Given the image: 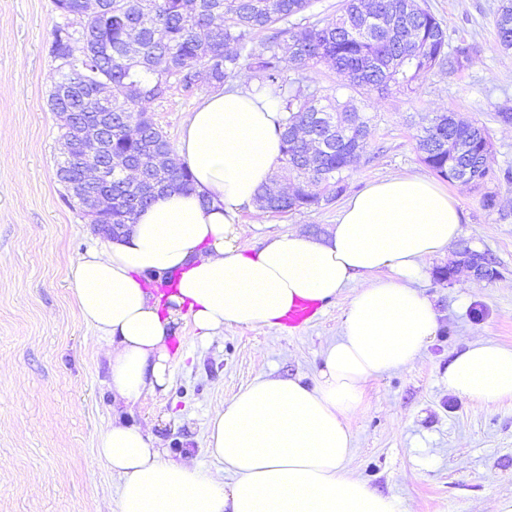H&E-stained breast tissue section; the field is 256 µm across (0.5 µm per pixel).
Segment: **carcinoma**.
I'll list each match as a JSON object with an SVG mask.
<instances>
[{
  "mask_svg": "<svg viewBox=\"0 0 512 512\" xmlns=\"http://www.w3.org/2000/svg\"><path fill=\"white\" fill-rule=\"evenodd\" d=\"M105 20L95 24L82 16V0H55L63 6L66 22L55 26L49 54L57 78L49 94L52 111L71 114L73 124L93 122L99 113H112L105 135L112 143L111 224H132L151 204L148 186L189 189L192 176L186 165L176 171L140 165V159L173 146L155 122L141 115L174 87L187 93L199 89L198 81L219 89L236 77L243 66L253 71L258 88L266 91L288 113L280 132L279 163L289 176L306 183L310 192L288 197L271 206L269 186L262 187L258 203L275 213L319 207L341 197L347 189L352 140H341L319 154L321 174L308 173L303 158L308 143L293 133L319 123L318 113L330 118L367 125L370 117L349 99L343 103L304 84L302 71L319 62H332L347 75L350 87L360 94L388 89L412 91L431 69L461 65L465 50L446 51V31L425 7L409 20L398 39L386 33L353 30L355 12L364 0H344L336 21L312 22L303 16L312 0H101ZM494 27L501 49L512 50V0L494 13ZM273 34L262 38L266 31ZM80 39L90 46L112 43V52L101 49L78 64L69 61V44ZM109 80L118 94L112 104L99 105L94 87ZM460 138L468 149L448 156L441 140ZM422 162L438 177L453 181L452 173L467 175L476 187L496 179L491 144L484 130L460 120L428 126L417 137ZM82 159L74 148L57 171L74 179Z\"/></svg>",
  "mask_w": 512,
  "mask_h": 512,
  "instance_id": "obj_1",
  "label": "carcinoma"
}]
</instances>
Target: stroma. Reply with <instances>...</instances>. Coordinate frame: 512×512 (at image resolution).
Listing matches in <instances>:
<instances>
[{
	"label": "stroma",
	"mask_w": 512,
	"mask_h": 512,
	"mask_svg": "<svg viewBox=\"0 0 512 512\" xmlns=\"http://www.w3.org/2000/svg\"><path fill=\"white\" fill-rule=\"evenodd\" d=\"M448 35L449 49L469 47L453 70L433 68L414 91L390 89L364 99L366 148L347 179L348 193L391 175L430 176L416 135L438 113L482 126L495 169H512V51L497 43L500 0H425ZM64 17L53 0H0V512H118V480L94 457L98 433L122 415L152 426L173 458L217 471L207 450L216 408L258 375L302 377L315 384L321 353L339 336L352 288L298 328H225L207 344L187 342L172 362L166 393L117 407L109 388V344L81 319L67 270L95 234L83 211L64 200L56 177L60 118L48 95L56 77L52 30ZM209 93L174 89L151 106L171 143L187 114ZM462 234L426 259L417 284L433 303L438 330L411 366L369 381L348 418L353 477L396 498L404 512H496L512 503V399L479 403L449 392V361L477 339L512 347V181L495 180L498 206L455 182ZM341 208L266 216L269 232L325 233ZM488 254L498 274L475 287L467 271L437 281L462 245Z\"/></svg>",
	"instance_id": "obj_1"
}]
</instances>
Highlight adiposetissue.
I'll use <instances>...</instances> for the list:
<instances>
[{
	"instance_id": "ef3b65f1",
	"label": "adipose tissue",
	"mask_w": 512,
	"mask_h": 512,
	"mask_svg": "<svg viewBox=\"0 0 512 512\" xmlns=\"http://www.w3.org/2000/svg\"><path fill=\"white\" fill-rule=\"evenodd\" d=\"M285 118L256 84L214 91L187 117L177 147L193 190L156 195L135 223L68 268L81 319L111 345V387L127 404L166 391L181 319L205 343L230 326H278L294 304L355 289L315 385L260 376L215 412L207 448L220 471L168 458L141 428H104L96 455L118 479L119 512H402L351 475L347 418L369 380L411 365L435 334L437 312L415 283L424 260L459 237L460 203L429 178L393 176L350 196L326 233L288 231L245 251L239 214L273 173ZM164 274L177 288L161 297L146 283ZM448 390L481 403L511 399L512 348L470 343L448 365Z\"/></svg>"
}]
</instances>
